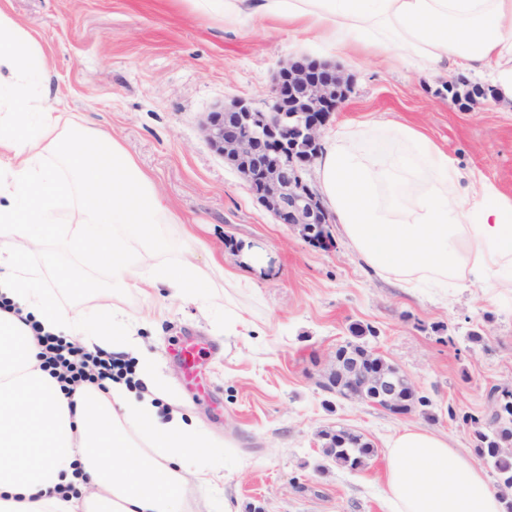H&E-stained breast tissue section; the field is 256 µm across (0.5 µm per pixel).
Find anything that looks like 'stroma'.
Wrapping results in <instances>:
<instances>
[{
  "label": "stroma",
  "instance_id": "1",
  "mask_svg": "<svg viewBox=\"0 0 512 512\" xmlns=\"http://www.w3.org/2000/svg\"><path fill=\"white\" fill-rule=\"evenodd\" d=\"M51 60L47 84L57 111L82 128V141L118 140L150 176L179 221L156 224L131 248L144 269L192 263L207 283L173 298L167 289L108 281L103 267L55 246L25 255L62 307L86 317L107 298L136 327L169 397L194 419L201 448L190 469L214 473L190 486L186 512H393L384 488L386 447L403 427L448 436L475 453L464 416L483 415L492 387L512 386V272L469 289L451 281L381 277L368 271L332 222L335 246H311L278 223L202 125L235 98L266 109L278 71L306 54L332 64L353 92L327 132L354 133L357 145L388 138L392 178L410 181L411 143L398 122L418 128L460 171L512 196V105L474 98L454 103L448 75L371 48L335 49L285 21H233L192 0H0ZM196 225L195 238L183 227ZM67 276L102 284L82 294ZM372 328L370 346L427 396V414L399 417L322 389L316 382L353 325ZM207 346L196 378L175 359L180 336ZM352 429L372 443L367 466L349 470L322 452L321 432Z\"/></svg>",
  "mask_w": 512,
  "mask_h": 512
}]
</instances>
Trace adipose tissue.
<instances>
[{
    "label": "adipose tissue",
    "instance_id": "obj_1",
    "mask_svg": "<svg viewBox=\"0 0 512 512\" xmlns=\"http://www.w3.org/2000/svg\"><path fill=\"white\" fill-rule=\"evenodd\" d=\"M225 17L276 18L317 32L334 46L392 52L426 72L488 71L512 102V0H194ZM0 512H179L188 482L184 460L200 447L192 419L160 416L158 393L125 382L69 394L44 371L29 328L82 337L85 348L129 352L134 329H115L100 302L95 323L56 304L21 256L53 242L82 249L111 279L169 288L183 297L201 285L190 268L141 271L117 236L139 239L169 215L151 180L115 139L91 151L70 138L50 110L48 57L0 12ZM399 134L424 164L404 213L382 203L380 175L350 136H326L316 163L319 193L370 270L404 278L488 283L512 269V196L479 183L460 189L448 155L419 131ZM386 495L395 512H503L483 469L447 437L400 430L387 447Z\"/></svg>",
    "mask_w": 512,
    "mask_h": 512
}]
</instances>
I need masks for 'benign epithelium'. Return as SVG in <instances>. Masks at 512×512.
Listing matches in <instances>:
<instances>
[{"instance_id":"obj_1","label":"benign epithelium","mask_w":512,"mask_h":512,"mask_svg":"<svg viewBox=\"0 0 512 512\" xmlns=\"http://www.w3.org/2000/svg\"><path fill=\"white\" fill-rule=\"evenodd\" d=\"M352 93L336 68L301 56L279 71L267 110L235 98L211 113L204 133L211 145L243 176L249 191L282 224L297 228L309 243L329 215L305 178L319 156L324 129ZM319 385L345 398L407 416L429 404L399 368L366 344L339 346L321 374ZM327 448H355L356 434L338 430Z\"/></svg>"}]
</instances>
